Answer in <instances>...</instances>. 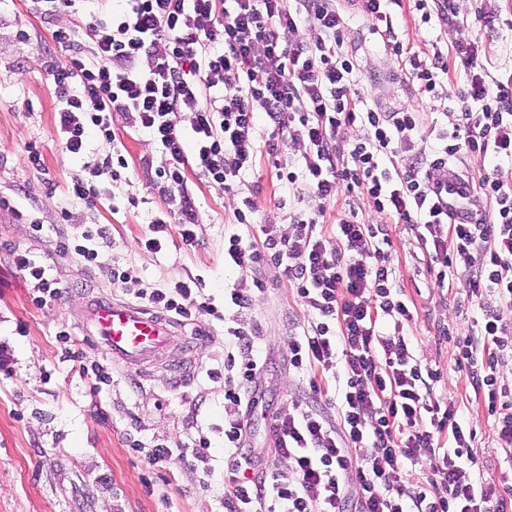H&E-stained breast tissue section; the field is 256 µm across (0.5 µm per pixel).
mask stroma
Masks as SVG:
<instances>
[{
  "instance_id": "stroma-1",
  "label": "stroma",
  "mask_w": 512,
  "mask_h": 512,
  "mask_svg": "<svg viewBox=\"0 0 512 512\" xmlns=\"http://www.w3.org/2000/svg\"><path fill=\"white\" fill-rule=\"evenodd\" d=\"M456 4L460 16L474 24L491 76L511 77L512 0H500V15L490 25L476 17L480 0ZM344 11L343 49L356 65L357 94L386 112L416 105L428 127L442 121L445 110L458 108L466 83L462 70L450 72L447 100H418L387 42L373 33L356 5H345ZM391 18L401 41L453 53L455 30L435 18L421 23L412 0L392 6ZM49 26L30 14L26 0H0V199L8 202L0 209V512H224V380L207 374L224 360L221 324L203 318L188 323L189 332L202 333L203 348L188 375L177 381L169 366L182 358L180 343L144 365H111L81 335V305L89 290L130 299L187 276L202 278L204 294L223 305L225 286L239 278L224 266L225 235L255 234L264 224L289 232L297 197L277 180L274 169L261 164L246 178L247 186L258 189L256 222L246 227L234 219L239 190L227 192L190 177L201 214L194 228L196 245H184L175 232L159 252L145 250L138 241L165 208L145 165L156 156L157 146L119 116L115 132L129 162L124 180L96 178L99 197L94 208L69 204L66 186L73 177H89L112 146L93 134L82 157L64 149L55 125L53 81L40 67L42 58L56 50ZM22 30L28 34L23 41L17 37ZM32 140L43 154L46 175L28 170L25 145ZM35 222L42 224V231L32 230ZM87 224L109 228L94 267L60 248L61 235H78ZM392 241L396 281L417 310L404 332L422 363L443 371L437 394L456 397L461 417L476 433L485 477H498L505 453L491 441L490 427L463 377L450 370L453 341L437 337L434 329L441 322L451 331L462 330L474 312L442 300L427 272L430 259L417 248L406 225L396 228ZM16 248L47 267L59 289L54 300L36 303L34 289L12 263ZM117 264L133 270L121 289L112 284ZM260 276L265 291L246 316L260 329L266 360L262 387L269 400L255 412L284 414L294 401L309 395L307 379L289 370L285 357L288 334L303 312L274 271L261 269ZM63 330L68 333L64 341L58 337ZM69 350L77 353V360L66 359ZM94 361L107 366L106 383L94 384L83 375L82 365ZM201 434L211 441L210 474H203L201 464L178 456L148 465L145 450L157 444H189ZM135 440L142 452L132 449Z\"/></svg>"
}]
</instances>
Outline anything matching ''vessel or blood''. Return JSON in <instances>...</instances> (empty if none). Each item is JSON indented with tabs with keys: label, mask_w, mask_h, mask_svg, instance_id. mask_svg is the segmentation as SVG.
<instances>
[{
	"label": "vessel or blood",
	"mask_w": 512,
	"mask_h": 512,
	"mask_svg": "<svg viewBox=\"0 0 512 512\" xmlns=\"http://www.w3.org/2000/svg\"><path fill=\"white\" fill-rule=\"evenodd\" d=\"M81 321L85 335L124 366L154 359L185 334L178 320L114 297L86 298Z\"/></svg>",
	"instance_id": "vessel-or-blood-1"
}]
</instances>
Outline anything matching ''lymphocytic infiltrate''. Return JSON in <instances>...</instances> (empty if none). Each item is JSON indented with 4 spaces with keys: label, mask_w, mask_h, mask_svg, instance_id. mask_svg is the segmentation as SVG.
I'll use <instances>...</instances> for the list:
<instances>
[{
    "label": "lymphocytic infiltrate",
    "mask_w": 512,
    "mask_h": 512,
    "mask_svg": "<svg viewBox=\"0 0 512 512\" xmlns=\"http://www.w3.org/2000/svg\"><path fill=\"white\" fill-rule=\"evenodd\" d=\"M51 24L64 57L46 56L60 105L57 130L67 152L80 155L89 132L112 144L93 169L66 188L70 203L93 206L95 177L120 180L128 169L115 116L132 121L158 147L153 181L168 199L140 244L158 251L178 224L184 245L196 242L200 210L187 183L232 190L261 162L279 181L306 195L308 209L290 217L292 231L265 225L260 237L231 234L224 263L244 278L224 291L223 307L191 302L199 279L140 292L155 310L183 321L205 317L224 325V512H512V388L500 367L512 360V180L481 175L477 191L487 222L466 224L448 211V184L432 178L449 158L476 153L512 162V80L484 67L481 44L467 21L455 24L454 57L416 52L397 37L419 97L447 98L450 65L466 75L459 110L446 114L431 152L415 148L423 122L411 105L394 112L353 94L355 64L343 46L344 17L336 0H123L109 18H77L54 26L75 0H29ZM187 114L178 127L173 115ZM304 151L283 162L276 144H261L259 121ZM361 136L341 146L340 133ZM351 199L322 231L338 192ZM368 202L374 216L358 215ZM409 226L432 256L437 288H453L477 315L454 338V367L483 402L508 471L484 479L475 433L453 399L437 397L440 370L421 364L404 326L413 315L396 282L392 228ZM276 269L305 322L286 343L288 366L309 378L311 396L271 426V466L257 465L250 444L253 409L265 363L258 325L242 319ZM235 317H226V309ZM424 472L425 481L413 478Z\"/></svg>",
    "instance_id": "1"
}]
</instances>
